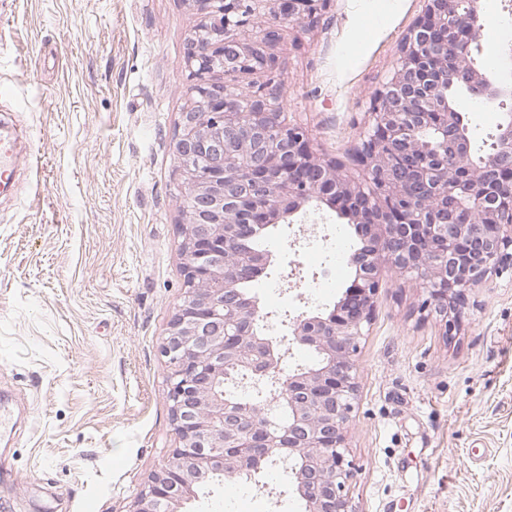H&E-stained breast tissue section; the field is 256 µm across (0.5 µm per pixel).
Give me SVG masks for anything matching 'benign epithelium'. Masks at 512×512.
<instances>
[{
	"label": "benign epithelium",
	"instance_id": "benign-epithelium-1",
	"mask_svg": "<svg viewBox=\"0 0 512 512\" xmlns=\"http://www.w3.org/2000/svg\"><path fill=\"white\" fill-rule=\"evenodd\" d=\"M192 2L200 23L186 52L191 104L174 139L194 212L178 225L188 299L163 347L179 447L142 487L134 512H178L215 468L251 479L281 464L304 512H354L345 432L359 394L358 341L380 283L391 272L421 281L427 308L448 324L465 291L512 265V109L478 164L444 75L453 69L470 94L491 101H512V85L473 60L481 0H426L396 69L371 98L355 177L315 156L301 127L280 121L271 53L280 29L258 24L267 9L315 18L325 0ZM258 71L265 82L235 84ZM307 167L315 179L300 176ZM323 206L362 241L348 260L352 283L333 308L303 312L272 336L257 297L240 288L263 274L271 254L239 246ZM293 346L318 362L284 373ZM246 384L262 422L240 393Z\"/></svg>",
	"mask_w": 512,
	"mask_h": 512
}]
</instances>
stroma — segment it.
Here are the masks:
<instances>
[{
    "mask_svg": "<svg viewBox=\"0 0 512 512\" xmlns=\"http://www.w3.org/2000/svg\"><path fill=\"white\" fill-rule=\"evenodd\" d=\"M423 8L328 0L317 24L281 21L282 116L317 156L350 164ZM483 13L486 62L512 44V0ZM198 24L191 0H0V133L19 153L0 191V512H134L179 445L162 346L184 299L173 143ZM335 230L336 284L315 300L303 252ZM360 246L327 208L270 232L273 262L251 288L269 328L333 306ZM425 299L413 278L382 282L359 342L353 508L512 512V271L467 291L449 329ZM259 480L245 512H302L287 475Z\"/></svg>",
    "mask_w": 512,
    "mask_h": 512,
    "instance_id": "35a3bbf8",
    "label": "stroma"
}]
</instances>
